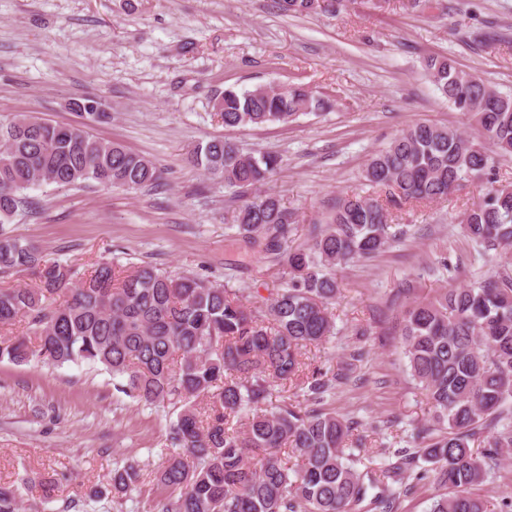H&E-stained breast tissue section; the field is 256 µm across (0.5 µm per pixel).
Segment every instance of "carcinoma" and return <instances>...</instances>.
I'll list each match as a JSON object with an SVG mask.
<instances>
[{
	"mask_svg": "<svg viewBox=\"0 0 512 512\" xmlns=\"http://www.w3.org/2000/svg\"><path fill=\"white\" fill-rule=\"evenodd\" d=\"M285 15L321 11L317 0H275ZM438 92L476 126L470 141L453 128L408 126L364 165L370 194H347L323 224L298 238L294 213L266 194L245 198L282 163L280 155L246 154L230 140L199 144L190 162L224 181L243 199L237 237L284 268V285L248 306L240 290L193 275L141 266L121 279L112 262H98L76 279L35 245L0 229V271L32 272L34 288L0 289V326L18 319L28 337L0 341V361L62 366L86 363L110 375L115 390L139 404L172 407L167 441L179 452L155 472L164 497L158 512H393L409 475L405 462L366 447L354 423L324 407L350 362L306 377L303 401L273 404L276 387L302 371L303 350L336 336L330 305L336 268L368 261L397 238L391 207L448 200L463 181L479 193L458 216L477 251H512V182L498 178L497 161L512 156V95L444 56L425 59ZM330 107V97L302 86L226 89L214 103L226 128L287 123ZM159 170L119 143L92 135L85 124H50L32 114L0 121V224L17 213L24 192L41 185L94 181L106 189L157 185ZM67 300L55 304V296ZM403 357L425 392L428 415L414 428L417 453L434 466L445 493L431 512H487L473 489L512 448V267L471 284L443 288L401 317ZM487 432V449L470 447ZM129 463L112 473L120 503L140 484ZM379 492L367 498L368 489ZM0 512H22V496L0 489Z\"/></svg>",
	"mask_w": 512,
	"mask_h": 512,
	"instance_id": "cac0c4a2",
	"label": "carcinoma"
}]
</instances>
